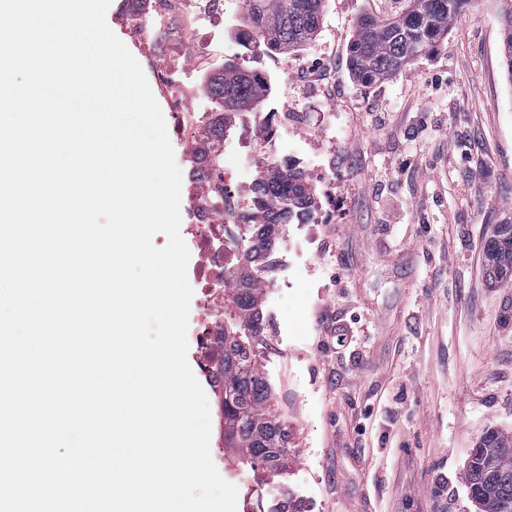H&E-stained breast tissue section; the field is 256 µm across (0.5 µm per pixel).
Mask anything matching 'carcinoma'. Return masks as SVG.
Masks as SVG:
<instances>
[{
    "mask_svg": "<svg viewBox=\"0 0 512 512\" xmlns=\"http://www.w3.org/2000/svg\"><path fill=\"white\" fill-rule=\"evenodd\" d=\"M502 2L501 53L512 81V0ZM469 0H408L399 18L384 22L360 18L348 48V69L366 84L384 81L448 35L449 21ZM323 0H246L242 27L247 44L267 52L288 53L318 34ZM205 92L217 111L255 110L269 95L270 86L257 71L230 61L211 74ZM257 211L242 219L248 245L244 260L229 258L224 266V335L211 350L209 363L220 386L224 447L239 453L252 469L270 475L288 463L289 435L271 410V390L259 361L255 337L262 333L263 288L252 271L267 263L275 251L280 228L307 215L315 187L305 172L291 166H268L256 187ZM487 273L493 284L512 280V224H500L486 247ZM478 447L494 463L487 474L480 466L466 470L471 496L481 512H501L512 504V434L492 430Z\"/></svg>",
    "mask_w": 512,
    "mask_h": 512,
    "instance_id": "carcinoma-1",
    "label": "carcinoma"
}]
</instances>
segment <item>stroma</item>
Returning <instances> with one entry per match:
<instances>
[{
  "mask_svg": "<svg viewBox=\"0 0 512 512\" xmlns=\"http://www.w3.org/2000/svg\"><path fill=\"white\" fill-rule=\"evenodd\" d=\"M406 0H324L300 50L254 53L235 36L207 67L182 71L212 106L209 72L235 61L269 73L273 95L307 124L288 134L333 177L336 221L306 224L293 268L266 289L260 363L290 435L288 469L266 478L210 451L237 486V512L290 493L304 512H478L464 478L477 440L512 432V283L491 285L484 244L512 224V80L499 0H471L448 36L391 78L365 86L348 47L364 15L400 17ZM129 0L106 19L141 65L164 117L157 70L172 41L129 28ZM183 225L201 179L179 138Z\"/></svg>",
  "mask_w": 512,
  "mask_h": 512,
  "instance_id": "obj_1",
  "label": "stroma"
}]
</instances>
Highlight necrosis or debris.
<instances>
[{"mask_svg":"<svg viewBox=\"0 0 512 512\" xmlns=\"http://www.w3.org/2000/svg\"><path fill=\"white\" fill-rule=\"evenodd\" d=\"M233 18L226 0H155L149 18L134 17L130 24L142 36L165 31L178 47V61L164 64L160 71L161 80L168 82L197 63L200 53L216 55ZM302 121L301 114L284 104L265 112H242L226 127L232 140H219L212 148L213 173L193 201L194 211L204 220L190 227V243L202 259L197 281L201 302L211 313L196 336L202 349H209L224 332V262L226 256L243 253L239 224L255 209L253 191L264 166L289 162L303 170L309 167L299 151L284 146L289 127Z\"/></svg>","mask_w":512,"mask_h":512,"instance_id":"obj_1","label":"necrosis or debris"}]
</instances>
